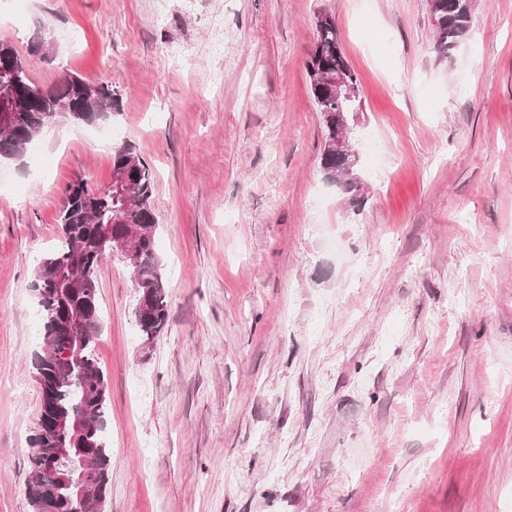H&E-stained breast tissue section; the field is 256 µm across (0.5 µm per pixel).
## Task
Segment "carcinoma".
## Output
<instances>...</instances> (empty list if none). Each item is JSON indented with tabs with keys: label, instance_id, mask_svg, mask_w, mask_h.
<instances>
[{
	"label": "carcinoma",
	"instance_id": "cac0c4a2",
	"mask_svg": "<svg viewBox=\"0 0 512 512\" xmlns=\"http://www.w3.org/2000/svg\"><path fill=\"white\" fill-rule=\"evenodd\" d=\"M475 0H428L433 26V50L448 55L469 29ZM309 92L320 113L325 136L322 171L346 165L357 169L353 150L336 155L333 144L342 127L339 113L351 103L336 98L320 73L344 70L354 85L358 77L345 56L333 17L317 20V38L306 62ZM0 101L12 105L9 121H0V161L21 157L29 144L51 125L77 121L75 113L90 112L98 119L118 111L119 98L105 83H92L74 75L45 87L29 75L26 63L13 45L0 41ZM124 176L125 197L112 186L94 189L82 178L67 184L57 215L62 237L54 251L34 271L39 289L37 304L43 320L47 353L33 366L40 391L36 424L30 438L29 479L26 494L33 512H72L73 487L60 477L71 476L88 461L94 468L96 489L85 512H103L111 483V451L107 439L108 382L94 356L93 342L101 329L98 272L112 255L114 242L104 244L103 228L115 239L136 230L139 238L126 256L132 265L139 313L135 321L146 342L160 336L168 325V280L155 250L159 220L152 205L153 173L132 143L112 146V178ZM82 340L79 357H66L73 337ZM84 419L81 433L58 432L47 427L55 417Z\"/></svg>",
	"mask_w": 512,
	"mask_h": 512
}]
</instances>
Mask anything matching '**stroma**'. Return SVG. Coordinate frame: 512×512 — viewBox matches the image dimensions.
Returning a JSON list of instances; mask_svg holds the SVG:
<instances>
[{"label":"stroma","instance_id":"obj_1","mask_svg":"<svg viewBox=\"0 0 512 512\" xmlns=\"http://www.w3.org/2000/svg\"><path fill=\"white\" fill-rule=\"evenodd\" d=\"M322 14L362 89L357 212L320 170ZM431 31L427 0H168L161 22L155 0H0V39L55 43L38 84L120 100L0 163L22 188L0 195V512H32L33 271L67 184L107 187L123 141L154 175L169 322L145 344L106 258L105 512H512V0H476L447 58Z\"/></svg>","mask_w":512,"mask_h":512}]
</instances>
